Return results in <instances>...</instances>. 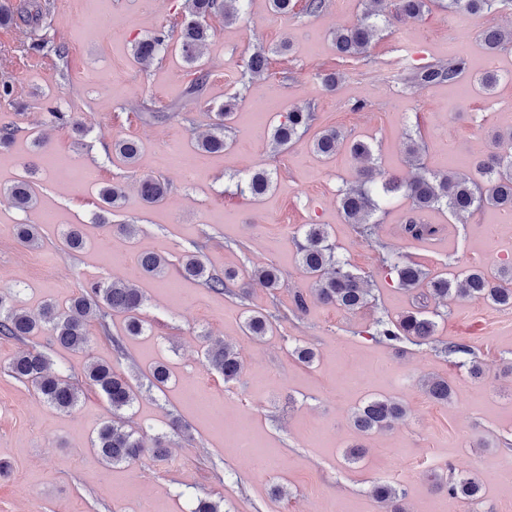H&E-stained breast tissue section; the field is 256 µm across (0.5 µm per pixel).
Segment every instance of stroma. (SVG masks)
<instances>
[{
  "label": "stroma",
  "instance_id": "35a3bbf8",
  "mask_svg": "<svg viewBox=\"0 0 512 512\" xmlns=\"http://www.w3.org/2000/svg\"><path fill=\"white\" fill-rule=\"evenodd\" d=\"M38 33L23 24L0 27V80L12 81L15 100L0 103V125L17 127L15 140L0 148V286L19 289L18 303L36 312L45 304L68 306L89 283L134 280L146 297L141 335L124 330L121 314L92 320L88 350L59 347L49 336L0 338V512H192L197 497L223 499L225 512H378L368 491L388 481L406 497L408 512H512V308L477 299L449 302L428 345L389 342L374 334L377 317L398 318L416 303L398 288L382 265L376 243L408 254L431 274L465 267L496 268L512 260V216L486 208L466 224L447 211L429 213L440 231L422 242L408 241L401 225L410 203L390 199L380 224L366 238L347 224L336 194L354 179L346 152L323 160L301 139L285 150L271 145L279 112L257 120L256 101L276 97L283 109L313 106L317 128L337 127L365 138L384 169L407 172L404 134L420 130L434 171H464L493 149V135L512 129V50L489 56L478 32L482 19L433 10L409 22L414 61L467 57L459 84H397L378 79L401 54L395 34L375 40L365 61L338 59L331 34L352 24L361 0H329L315 17L272 14L268 0H250L233 24L214 16V35L203 61L210 73L200 96L184 90L193 71L177 52L166 50L138 64V41L158 30L177 37L184 0H54ZM39 36L68 48L67 61L53 53L17 54ZM289 51H281L282 42ZM269 52L263 76L242 78L251 45ZM489 69L502 80L490 94L478 79ZM341 76L328 92L324 73ZM239 94L230 138L221 153L197 151L195 143L215 121L224 101ZM162 111L156 120L141 113ZM69 113L59 125L49 108ZM134 137L143 145L134 166L112 154L115 140ZM196 165L194 182L177 173L180 161ZM272 172V189L260 199L239 194L237 182L251 172ZM169 185L166 200L145 206L137 185L148 176ZM31 179L36 205L13 207L6 190ZM120 185L119 208L102 210L101 186ZM59 212L62 223L40 216ZM37 225L40 244L19 243L15 227ZM81 225L85 246L65 244L69 225ZM134 224L135 239L110 231ZM308 224L325 225L341 258L372 284L374 306L348 313L309 304L292 310L295 291L310 282L301 271L296 242ZM151 251L168 262L164 277H140L133 256ZM200 256L208 270L246 273L275 266L284 282L270 290L251 284L246 295H228L180 277L184 255ZM273 314L271 332L260 341L246 336L249 315ZM221 340L241 355L239 380L225 382L205 359L208 341ZM471 346L484 373L471 378L462 357L442 353L443 344ZM312 348L313 363L294 349ZM37 348L53 369L82 387L76 408L61 412L7 371L21 350ZM111 364L135 395L125 412L130 425L149 435L167 432L170 420L186 427L171 454L106 464L92 447L112 413L106 399L83 384L89 361ZM166 363L170 377L155 387L151 371ZM430 376L454 387L450 402L424 393ZM389 397L406 409L389 431L362 437L351 415L365 401ZM245 429L255 459L235 452L236 432ZM367 448L357 462L345 458L356 444ZM473 476L482 483L478 503L467 506L435 490L434 476Z\"/></svg>",
  "mask_w": 512,
  "mask_h": 512
}]
</instances>
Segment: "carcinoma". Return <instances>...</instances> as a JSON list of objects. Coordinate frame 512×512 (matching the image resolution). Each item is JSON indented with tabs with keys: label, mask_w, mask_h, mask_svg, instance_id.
Instances as JSON below:
<instances>
[{
	"label": "carcinoma",
	"mask_w": 512,
	"mask_h": 512,
	"mask_svg": "<svg viewBox=\"0 0 512 512\" xmlns=\"http://www.w3.org/2000/svg\"><path fill=\"white\" fill-rule=\"evenodd\" d=\"M247 0H185L184 16L180 24L176 44L183 60L195 68L186 93L189 96L203 91L209 73L201 67L202 50L213 36L208 18L219 14L224 23L237 21L245 14ZM386 0H362L363 8L357 20L332 33L336 54L348 61H360L369 56L372 43L388 29L385 13ZM397 13L410 19H420L435 9L462 12L485 20L479 33L486 52L496 55L512 50V26L504 27L494 22V15L502 9L512 11V0H394ZM53 7L52 0H18L16 3H0V25L21 20L35 28L44 14ZM169 35L161 30L137 43L134 56L144 62L168 48ZM268 67V57L262 46L256 45L243 60L242 76H260ZM467 68V60L458 55L448 62L427 63L413 67L405 82L422 86L460 80ZM238 107V96L224 101L217 112L213 132L197 141L196 148L205 153L222 152L229 147L227 132L229 121ZM314 114L307 108L288 111L284 120L273 127L271 141L280 149L294 144L312 126ZM346 150L354 163L359 165L356 181L338 189L337 200L346 222L354 225L360 233L369 236L373 225L379 223L386 213L385 202L392 195L406 197L411 203V215L406 219L405 237L421 241L436 234L437 228L424 222L421 215L434 210H448L455 219L463 221L483 207H494L512 214V152L490 154L478 161L471 175L448 171L430 173L424 165L425 145L420 134H405V155L408 166L415 173L402 177L386 171L373 157L371 143L351 138L336 127H328L317 133L312 140L313 152L322 158L331 159L341 150ZM113 154L126 165L135 164L141 155L142 144L129 137L112 144ZM273 185L270 171L259 169L250 173L238 184L240 194L259 198L269 192ZM138 192L147 205L157 204L167 196L168 184L155 177H145L138 185ZM13 205L22 210L31 209L36 196L31 182L22 180L9 188ZM102 205L119 207L123 189L108 184L98 192ZM16 237L26 247H37L40 238L33 224L16 225ZM298 262L303 273L310 279V291L295 292L292 300L294 310L306 311L309 302L316 301L333 305L347 312H356L370 303L371 289L365 286L362 277L349 269V264L336 254L326 229L320 224H309L304 230V241L298 247ZM382 262L395 276L397 285L407 291L426 289L424 297H433L443 302L451 298L480 299L492 306H512V266L501 265L493 271L481 267L463 268L447 277L431 276L405 254H390ZM140 275L158 277L164 273L166 262L156 253L141 251L135 256ZM179 274L185 278L201 279L216 292L224 291L238 279L235 271L224 272L218 277L207 271L199 256L183 258ZM251 281L276 290L281 287V273L273 266L254 269L248 273ZM17 292L9 287H0V337L20 338L45 333L50 340L69 349L83 350L89 342L88 319L108 309L125 318V330L138 336L144 328L143 311L145 297L135 285L125 280L98 282L90 290L74 297L64 309L46 304L37 312L24 310L16 305ZM443 313L428 314L424 306H414L399 318L378 317L374 321L375 335L390 342L412 341L426 344L435 335L434 317ZM247 335L262 340L271 329L268 316L257 313L246 319ZM209 365L224 376V382L240 378L243 364L239 353L227 344L219 343L206 349ZM8 372L12 377L31 384L37 395L59 411L69 412L79 401V388L64 376L55 373L48 358L37 349H26L10 361ZM87 384L101 391L112 411V420L98 431L93 447L110 465L135 461L143 456L161 458L168 451L163 436L148 437L146 434L127 428L123 412L134 403V393L122 375L112 366L98 361L87 365ZM427 396L435 402L446 404L452 400V384L446 378L428 379L423 384ZM405 415L402 404L386 397H375L352 414V423L362 435L382 432ZM437 485H446L448 495L460 496L467 501L479 499L481 483L474 477L450 478ZM371 496L380 512H406L403 506L404 493L397 486L384 481L372 485Z\"/></svg>",
	"instance_id": "carcinoma-1"
}]
</instances>
